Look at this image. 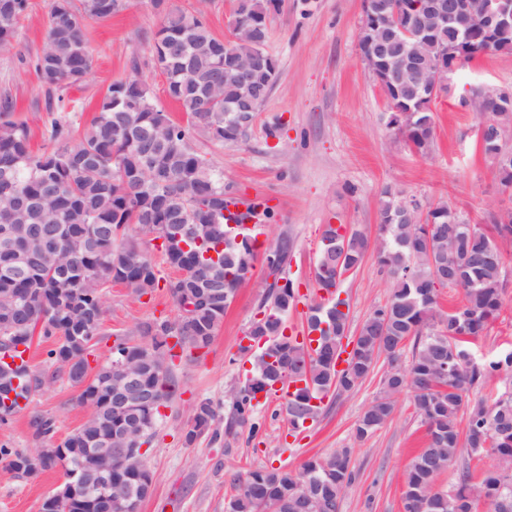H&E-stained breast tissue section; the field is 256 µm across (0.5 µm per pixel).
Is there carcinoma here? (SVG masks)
<instances>
[{
    "label": "carcinoma",
    "mask_w": 512,
    "mask_h": 512,
    "mask_svg": "<svg viewBox=\"0 0 512 512\" xmlns=\"http://www.w3.org/2000/svg\"><path fill=\"white\" fill-rule=\"evenodd\" d=\"M394 2L380 0L384 10L360 26L358 45L361 56L375 59L388 78V125L407 146L426 154L435 126L434 113L426 106L427 76L438 56L410 52L399 32L404 20ZM123 6V0H49L48 44L34 61L41 81L50 89L81 86L79 75L93 63L83 38L85 21L109 18ZM28 7L29 0H0L1 46L18 38ZM278 9V0L235 3V20L261 32L252 40H242L235 32L230 40L217 38L198 9L165 15L152 56L166 78L168 96L187 115L186 126L153 102L144 82L118 80L108 87L83 132L68 120L54 118L45 133L46 145L35 152L27 125L8 119L9 103L0 106V426L17 411L20 386L32 397L61 375L81 388L79 400L87 408L82 426L59 444L62 453L31 458L1 441L0 462L15 473L34 476L59 467L68 483L75 471L92 465L91 449L106 438L114 445L121 442L135 423L142 429L141 440L123 460L113 461L112 484L130 487L142 498L150 493L154 476L140 448L150 443L160 407L175 391L172 373L156 375L162 356L172 351L168 338L183 348L208 347L224 319V297L236 296L253 276L256 261V241L234 231L224 214L234 192L224 186V173L194 149L191 133L219 143L246 136L277 80L266 41L269 14ZM471 29L470 19L460 17L454 27L436 34L439 49ZM487 116L496 125L480 142L484 156L493 160L502 152L512 153V108L488 102L478 119ZM17 194L26 198L22 209ZM418 210L416 204L400 206L399 192L386 187L375 240L352 229L344 254L347 270L358 268L374 250L392 279V293L359 328L357 347L346 360L348 370L337 369L348 329L349 313L342 310L347 302L337 295L339 278L318 270V289L331 298L324 307H310L307 327L318 333L315 349L284 334V317L298 302L296 292L269 288L262 301L264 318L247 331L263 340L262 350L249 383L234 394L233 409L238 423L248 422L257 393L270 390L278 378L300 373L304 387L287 403L291 424L298 429L319 417L321 408L313 404L319 395L333 387L352 390L374 370L380 352L400 358L411 340L408 368L396 377L384 370L381 389L360 417L356 437L364 439L382 427L394 412L395 396L406 390L428 440L406 471L404 512L423 510L426 492L448 469V460L463 452L476 458L488 447L497 456L495 466L477 483L470 468H463L446 503L431 512H468L473 493L486 498L490 512H512V390L490 403L470 398L488 376L512 370V351L478 362L460 336L481 335L500 313L505 277L499 241L512 239V221L500 219L486 232L458 223L445 201L429 205L420 223L415 221ZM184 224L195 227L196 237L182 236ZM35 226L49 228L60 241L65 250L61 266L38 249L30 235ZM141 236L163 239L165 262L178 272L166 281L177 304L201 280L216 291L197 295L189 318L139 325L146 341L116 338L110 356L88 369L84 362L93 349L90 341L101 333L104 286L121 283L138 300L158 285V269L141 249ZM334 244H342L340 227L327 224L319 250L325 266ZM289 255L286 238L270 250L272 262L282 269ZM459 285L464 291L461 303L453 312H441L438 290ZM31 325L41 326V338L55 339L45 360L50 373L4 361L7 354L32 348ZM119 358L138 368L141 384L154 391L156 403L125 414L105 402ZM465 409L468 419L462 426L459 414ZM194 419L187 442L209 430L218 433L211 401L197 404ZM30 426L37 439L55 434L54 419L43 414H34ZM353 479L346 450L326 460L312 457L297 474L258 468L240 483L228 512H339L338 493Z\"/></svg>",
    "instance_id": "obj_1"
}]
</instances>
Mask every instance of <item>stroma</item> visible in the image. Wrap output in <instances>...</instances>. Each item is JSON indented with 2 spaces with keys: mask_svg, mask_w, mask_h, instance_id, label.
<instances>
[{
  "mask_svg": "<svg viewBox=\"0 0 512 512\" xmlns=\"http://www.w3.org/2000/svg\"><path fill=\"white\" fill-rule=\"evenodd\" d=\"M20 35L0 47V100L13 103L10 118L26 123L32 149L44 144L43 131L53 117L47 103L76 102L72 119L85 128L96 114L108 86L137 78L172 120L187 118L166 93V81L151 61V45L167 10L202 9L214 35L225 39L232 26L233 0H126L104 20H87L84 36L94 57L93 71L78 88L50 89L32 67L46 38L48 0H30ZM361 0H282L268 19L266 49L277 63L276 84L262 104L248 135L218 145L194 133L196 150L224 172L240 200H266L274 213L263 230L264 247L288 237L292 248L286 271L301 298L285 318L287 335H302L307 306L314 300L317 251L324 225L345 224L377 236L381 192L401 191L405 201L428 205L449 201L474 223H482L497 198L498 176L477 144L478 120L460 104L471 87L490 83L512 86V52L494 53L450 74L448 89L431 103L435 116L432 151L416 153L388 125V101L366 69L358 51ZM163 279L141 300L126 288H104L106 313L95 360L110 353L116 337L138 340L139 324L176 321L179 308L164 286L174 271L159 241L142 238ZM506 285L502 308L482 336L472 343L476 359H492L512 350V242L502 246ZM266 266L257 259L253 278L239 288L207 349L195 357L175 358V393L161 408V418L144 459L155 475L139 512H224L239 479L258 467L300 471L312 457L330 458L349 450L355 481L344 490L339 512H402L407 468L427 441L426 430L408 394L396 399L390 421L372 436L357 440L355 425L380 388L371 374L354 389L324 399L320 418L303 432L293 431L285 404L260 399L254 418L257 435L235 421L232 395L252 371V355L242 338L259 316L266 291ZM390 281L375 254L342 278L341 296L350 305V328L358 330L375 307L385 305ZM80 390L67 379L55 380L0 428V440L34 451L39 442L29 426L33 414L56 421L54 442H61L86 419ZM209 400L221 418L218 435L186 444L200 400ZM62 481L59 469L25 477L0 463V512H39L40 504Z\"/></svg>",
  "mask_w": 512,
  "mask_h": 512,
  "instance_id": "stroma-1",
  "label": "stroma"
}]
</instances>
